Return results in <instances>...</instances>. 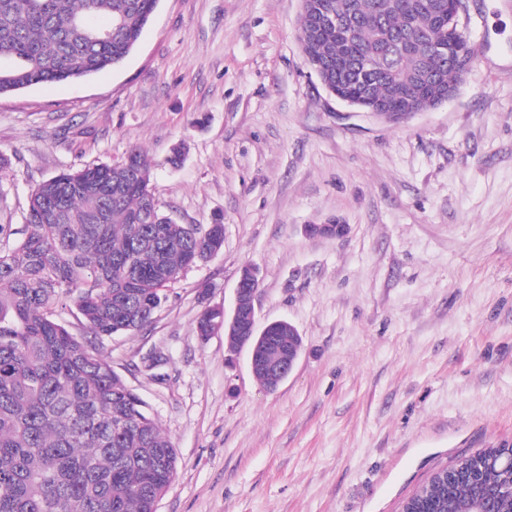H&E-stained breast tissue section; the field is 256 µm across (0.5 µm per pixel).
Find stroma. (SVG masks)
I'll list each match as a JSON object with an SVG mask.
<instances>
[{"instance_id": "obj_1", "label": "stroma", "mask_w": 512, "mask_h": 512, "mask_svg": "<svg viewBox=\"0 0 512 512\" xmlns=\"http://www.w3.org/2000/svg\"><path fill=\"white\" fill-rule=\"evenodd\" d=\"M301 9L159 0L120 67L0 95V247L40 183L135 145L165 214L224 219L153 323L102 343L178 454L158 512H401L437 470L512 444V0H466L458 91L393 117L326 90ZM246 264L258 327L302 338L272 391L223 329L196 332Z\"/></svg>"}]
</instances>
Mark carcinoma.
I'll list each match as a JSON object with an SVG mask.
<instances>
[{
	"mask_svg": "<svg viewBox=\"0 0 512 512\" xmlns=\"http://www.w3.org/2000/svg\"><path fill=\"white\" fill-rule=\"evenodd\" d=\"M158 0H0V94L79 80L120 65L138 44ZM343 25L314 32L299 23L306 53L331 84L390 100L405 92L418 112L425 73L455 75L475 46L437 15L448 0H309ZM447 46L441 54L432 45ZM139 148L118 165L60 173L29 198L19 242L0 248V512H156L179 460L148 405L129 389L99 341L152 323L170 284L224 246L175 224L149 190ZM70 301L88 335L56 318ZM302 339L282 325L268 333L255 372L282 382L279 352ZM512 482L493 468L453 483L436 478L412 499L420 512H461L483 491Z\"/></svg>",
	"mask_w": 512,
	"mask_h": 512,
	"instance_id": "1",
	"label": "carcinoma"
}]
</instances>
